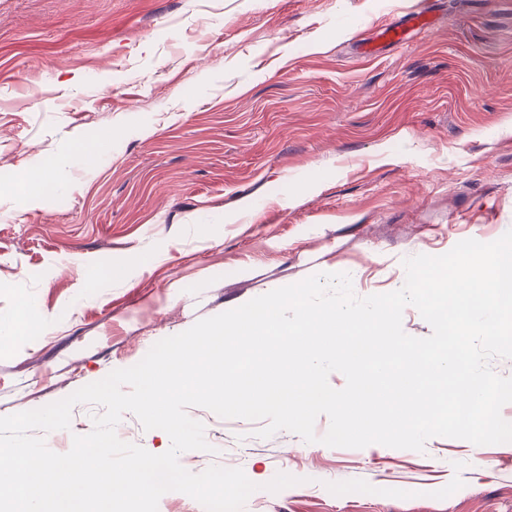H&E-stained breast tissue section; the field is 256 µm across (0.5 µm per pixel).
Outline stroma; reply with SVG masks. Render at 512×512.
<instances>
[{
	"label": "stroma",
	"mask_w": 512,
	"mask_h": 512,
	"mask_svg": "<svg viewBox=\"0 0 512 512\" xmlns=\"http://www.w3.org/2000/svg\"><path fill=\"white\" fill-rule=\"evenodd\" d=\"M421 3L0 0V416L308 276L387 293L405 258L512 230V0H440L434 30L355 53ZM187 413L210 449L180 464L243 469V512H512V442L332 448ZM280 472L298 485L267 491Z\"/></svg>",
	"instance_id": "1"
}]
</instances>
